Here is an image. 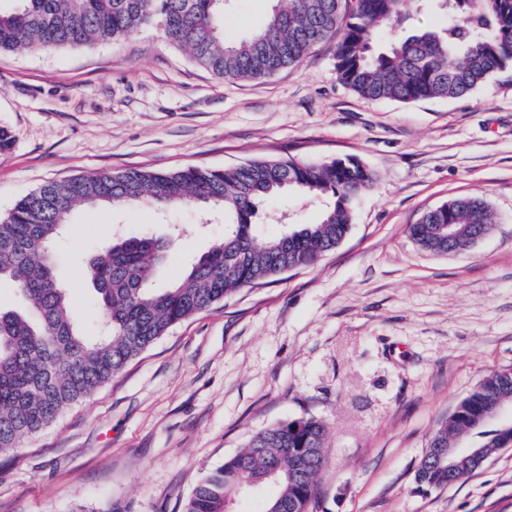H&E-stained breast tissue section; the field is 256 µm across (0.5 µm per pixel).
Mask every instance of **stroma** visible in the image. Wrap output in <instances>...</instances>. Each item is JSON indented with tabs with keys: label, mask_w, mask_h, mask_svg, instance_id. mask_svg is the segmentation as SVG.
<instances>
[{
	"label": "stroma",
	"mask_w": 512,
	"mask_h": 512,
	"mask_svg": "<svg viewBox=\"0 0 512 512\" xmlns=\"http://www.w3.org/2000/svg\"><path fill=\"white\" fill-rule=\"evenodd\" d=\"M272 0H235L231 39ZM335 41L267 79L227 80L154 26L91 47L0 52V216L53 180L129 168L224 169L354 157L375 176L342 243L173 326L82 403L0 454V512H184L257 431L327 427L315 512H512V448L466 480L419 488L431 433L488 374L512 369V68L453 100L367 101ZM479 196L497 222L469 250L420 248L409 227ZM263 236L314 224L320 201H267ZM200 207L75 208L56 253L75 315L98 333L83 261L113 237L165 238L152 285L224 236Z\"/></svg>",
	"instance_id": "obj_1"
}]
</instances>
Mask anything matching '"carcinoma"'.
I'll use <instances>...</instances> for the list:
<instances>
[{
    "instance_id": "1",
    "label": "carcinoma",
    "mask_w": 512,
    "mask_h": 512,
    "mask_svg": "<svg viewBox=\"0 0 512 512\" xmlns=\"http://www.w3.org/2000/svg\"><path fill=\"white\" fill-rule=\"evenodd\" d=\"M443 15L438 26L393 38L424 6ZM0 9V52L19 47H79L118 41L158 26L192 60L218 77L266 79L303 61L318 43L336 39L339 79L365 100L404 104L462 97L498 71L512 68V0H274L264 24L229 41L224 17L229 0H13ZM374 175L358 159L321 165L256 159L221 169L149 171L130 168L42 185L0 217V282L27 303L0 309V453L54 423L91 396L175 324L236 291L316 262L347 237L358 198ZM296 191L321 201L316 224H292L262 237L257 222L265 201ZM206 204L222 213L224 238L194 257L181 280L155 289L165 241L152 236L112 240L85 264L102 317L89 340L72 310L69 289L56 272L55 244L79 205ZM455 226L448 239L445 225ZM495 215L476 196L427 211L409 227L423 249L457 252L475 235L487 236ZM512 397V375L485 377L430 436L423 457L466 436L492 455L512 441V430L481 428L482 410ZM326 427L314 417L254 433L196 487L184 512H228L232 496L271 482L277 493L264 512H312L315 478L325 457ZM313 448L301 480L291 479L296 449ZM424 485H448L431 467Z\"/></svg>"
}]
</instances>
